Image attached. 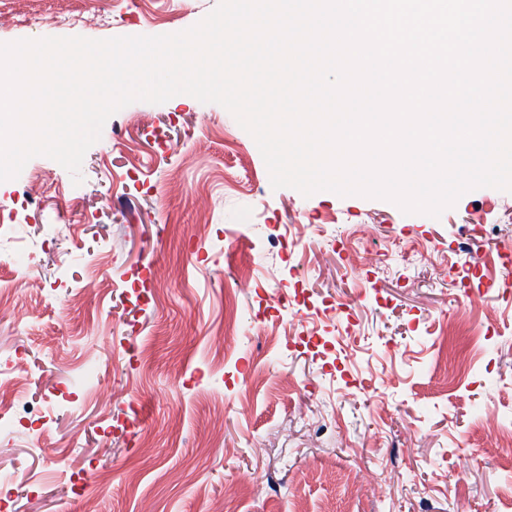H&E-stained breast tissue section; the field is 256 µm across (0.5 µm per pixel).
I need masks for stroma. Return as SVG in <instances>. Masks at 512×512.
Here are the masks:
<instances>
[{
    "instance_id": "1",
    "label": "stroma",
    "mask_w": 512,
    "mask_h": 512,
    "mask_svg": "<svg viewBox=\"0 0 512 512\" xmlns=\"http://www.w3.org/2000/svg\"><path fill=\"white\" fill-rule=\"evenodd\" d=\"M217 4L101 0L68 25L31 0L30 26L0 0V43L173 34ZM28 165L36 199L25 176L0 182L32 274L17 291L0 264V361L22 357L17 399L44 420L0 441L10 512H512V451L492 437L512 424V299L477 295L483 354L446 332L463 281L499 273L512 193L476 189L432 218L276 189L234 116L191 96L111 116L81 184ZM102 270L109 288L83 291ZM294 289V331L270 340Z\"/></svg>"
}]
</instances>
